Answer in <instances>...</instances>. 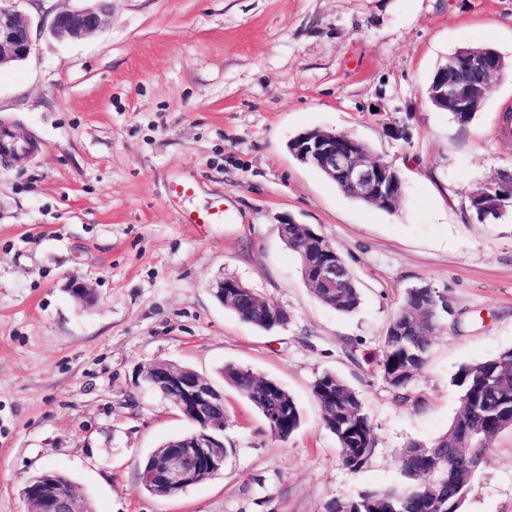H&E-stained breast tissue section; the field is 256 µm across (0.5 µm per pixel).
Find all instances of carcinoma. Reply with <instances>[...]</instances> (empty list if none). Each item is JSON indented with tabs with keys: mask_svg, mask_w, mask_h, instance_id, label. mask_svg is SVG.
<instances>
[{
	"mask_svg": "<svg viewBox=\"0 0 512 512\" xmlns=\"http://www.w3.org/2000/svg\"><path fill=\"white\" fill-rule=\"evenodd\" d=\"M313 293L323 305L342 314L354 311L360 304L359 288L350 275L341 288H315ZM259 300L261 297L241 284L224 296V308L258 328L278 327L274 321L255 315L254 304ZM429 305L426 289L409 288L387 324L378 367L395 390H406L426 363L431 346L429 326L439 321L437 315L427 318L425 309ZM223 375L224 381L263 418L275 413L282 417L269 428L271 435L286 442L299 429L297 403L279 382L272 381L273 393L263 394L255 372L249 368L227 364ZM451 383L461 393V403L475 405L477 411L458 417L448 433L431 445L409 443L398 459L406 482L362 492L352 501L361 512H448V503L468 491L491 442L502 430L512 427V350L460 366ZM313 394L325 428L336 438L341 464L350 470L362 467L376 447V434L359 394L331 372L319 376ZM460 457L468 463L458 462Z\"/></svg>",
	"mask_w": 512,
	"mask_h": 512,
	"instance_id": "1",
	"label": "carcinoma"
}]
</instances>
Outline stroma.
<instances>
[{
	"mask_svg": "<svg viewBox=\"0 0 512 512\" xmlns=\"http://www.w3.org/2000/svg\"><path fill=\"white\" fill-rule=\"evenodd\" d=\"M87 0H16L33 50L0 66V125L36 151L0 156V512H27L23 483L52 469L93 512H329L401 485L412 441L460 412L459 366L512 349V213L479 222L470 197L512 168V76L472 122L437 111L427 88L457 47L512 61V0H106L83 39L56 13ZM400 122L407 140L388 128ZM353 134L400 171L395 211L352 199L290 152L299 133ZM190 184L191 197L176 196ZM221 202L219 224L184 211ZM311 226L361 291L355 312L321 304L282 222ZM234 278L288 312L261 330L214 297ZM88 285L91 298L70 291ZM448 301L426 365L406 391L378 370L407 288ZM153 362L188 366L224 390L223 467L173 497L140 486L164 441L192 431L138 383ZM235 364L294 397L302 425L274 438L221 371ZM359 393L377 446L342 466L313 396L324 372ZM461 512H512V429L484 454Z\"/></svg>",
	"mask_w": 512,
	"mask_h": 512,
	"instance_id": "obj_1",
	"label": "stroma"
}]
</instances>
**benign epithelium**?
I'll list each match as a JSON object with an SVG mask.
<instances>
[{
    "label": "benign epithelium",
    "mask_w": 512,
    "mask_h": 512,
    "mask_svg": "<svg viewBox=\"0 0 512 512\" xmlns=\"http://www.w3.org/2000/svg\"><path fill=\"white\" fill-rule=\"evenodd\" d=\"M106 25L104 9H73L59 12L52 31L58 35L83 38ZM33 43L30 25L23 14L0 6V65L27 59ZM512 66L491 47H461L437 70L428 87V98L437 109L455 116L463 125L488 99L494 84ZM290 150L302 163L342 181L351 197L376 204L388 211L396 209L404 193V182L388 163L372 156L359 138L320 128L300 133ZM472 204L488 215L512 210V169L504 170L474 193ZM317 251L304 257V278L314 288L337 287L339 271L336 250L319 234ZM138 376L153 390L170 399L179 413L196 426V431L174 438L146 459V470L154 480L157 495L168 497L187 490L204 475L213 476L224 462V392L196 371L172 363L150 364ZM24 499L33 512H82L80 497L72 486L56 481V471L46 470L26 482Z\"/></svg>",
    "instance_id": "benign-epithelium-1"
}]
</instances>
